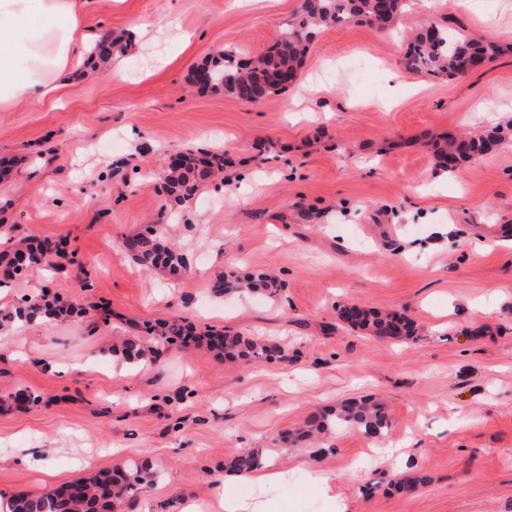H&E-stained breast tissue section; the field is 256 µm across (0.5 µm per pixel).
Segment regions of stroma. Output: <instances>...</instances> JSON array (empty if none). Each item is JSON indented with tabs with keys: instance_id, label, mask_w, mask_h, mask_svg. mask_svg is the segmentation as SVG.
Masks as SVG:
<instances>
[{
	"instance_id": "stroma-1",
	"label": "stroma",
	"mask_w": 512,
	"mask_h": 512,
	"mask_svg": "<svg viewBox=\"0 0 512 512\" xmlns=\"http://www.w3.org/2000/svg\"><path fill=\"white\" fill-rule=\"evenodd\" d=\"M301 0H80L87 42L147 33L120 70L80 65L50 101L0 112V252L62 243L67 275L30 270L0 307L39 290L86 315L0 327V492L41 495L123 463L155 482L134 512H216L226 459L258 453L285 473L249 487L288 512H512V0H410L404 27L348 23L312 43L295 88L246 103L203 91L194 68L232 48L264 52ZM451 23L503 53L462 77L406 71L419 21ZM499 121L491 153L439 178L431 143ZM224 158V180L176 203L171 157ZM166 225L187 270L132 259L125 240ZM275 272L282 291L219 295L217 278ZM354 302L412 319L386 341L342 324ZM175 320L190 333L139 364L118 337ZM238 332L287 361L221 358L196 343ZM371 397L391 429L324 443L285 438L313 412ZM423 470L427 485H392ZM328 476L335 494L312 484ZM376 492H367L370 484Z\"/></svg>"
}]
</instances>
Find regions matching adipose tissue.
Wrapping results in <instances>:
<instances>
[{
  "label": "adipose tissue",
  "instance_id": "ef3b65f1",
  "mask_svg": "<svg viewBox=\"0 0 512 512\" xmlns=\"http://www.w3.org/2000/svg\"><path fill=\"white\" fill-rule=\"evenodd\" d=\"M79 34L76 0H0V108L52 99Z\"/></svg>",
  "mask_w": 512,
  "mask_h": 512
}]
</instances>
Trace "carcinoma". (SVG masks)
I'll return each instance as SVG.
<instances>
[{
  "label": "carcinoma",
  "instance_id": "1",
  "mask_svg": "<svg viewBox=\"0 0 512 512\" xmlns=\"http://www.w3.org/2000/svg\"><path fill=\"white\" fill-rule=\"evenodd\" d=\"M406 7L407 0H386L383 5L377 0H301L298 14L287 23L279 39L264 54L243 62L236 51L226 49L197 66L195 71H207L211 76L212 82L201 85L202 89L223 90L242 101L257 102L271 93L285 90L283 86L265 87L263 80L273 72L297 76L310 43L321 29L350 22L393 28L401 23ZM124 50L122 39L109 34L96 43L91 58L106 63ZM502 52V47L494 41H474L449 26L428 22L408 44L402 64L411 72L451 78L463 73L464 58L479 56L490 62ZM498 144V132L491 131L485 136H464L460 142L446 136L435 145V151L440 163L455 171L463 163L487 154ZM197 170L196 161L190 158L181 165L170 166L165 176L167 196L178 201L193 196L198 184L209 178L207 174L197 175ZM163 236L164 229L158 224L145 233L127 238L124 245L139 262L176 272L184 267V259L162 243ZM63 259V251L50 241L38 248L22 247L0 254V261L12 267L17 277L33 268L58 271L63 268ZM230 290L260 291L273 299L280 294L281 288L275 276L262 273L245 282L223 279L216 285L219 294ZM78 310L76 302L64 308L43 298L24 300L12 309L0 310V327L17 320L31 322L39 315L57 318ZM337 316L352 329L374 336L403 338L413 332L412 321L394 312L379 313L367 309L359 320L352 321L345 312V306L341 305ZM145 348L147 344L141 337L129 336L122 342L121 355L126 361L139 360L144 356ZM220 348L230 358H286L285 351L276 344L261 343L239 335L218 337L212 349ZM343 427L356 428L368 436L383 437L389 432L391 422L383 406L365 400L351 401L334 410L309 415L296 438L326 434ZM259 464L254 455H241L228 463V470L247 473ZM153 477L148 462L131 461L113 471H99L65 483L49 495L19 494L14 499L12 512H116L124 501L134 499L142 483L152 481Z\"/></svg>",
  "mask_w": 512,
  "mask_h": 512
}]
</instances>
